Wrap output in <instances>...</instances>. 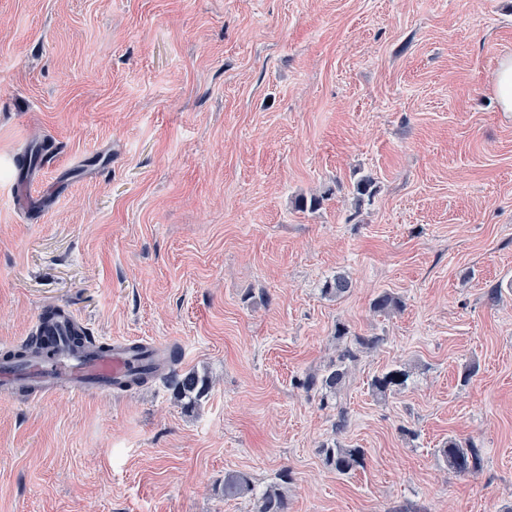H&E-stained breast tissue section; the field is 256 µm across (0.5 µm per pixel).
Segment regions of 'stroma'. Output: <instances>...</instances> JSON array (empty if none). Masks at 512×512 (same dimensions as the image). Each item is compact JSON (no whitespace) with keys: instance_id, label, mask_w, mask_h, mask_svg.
<instances>
[{"instance_id":"1","label":"stroma","mask_w":512,"mask_h":512,"mask_svg":"<svg viewBox=\"0 0 512 512\" xmlns=\"http://www.w3.org/2000/svg\"><path fill=\"white\" fill-rule=\"evenodd\" d=\"M508 54L512 0H0V349L56 306L210 380L0 394V512H512ZM340 324L382 342L325 401ZM493 86L501 111L512 112V55L499 60ZM409 371L402 367H396L380 375L372 380V389L374 392L385 395L389 392L400 390L407 385L409 379ZM170 385L180 400L194 403L208 389V380L195 370L178 371L173 368L168 376ZM439 452L448 467L458 474L472 473L480 465V456L474 447L464 446L453 439H449ZM323 448L326 463L339 474H348L364 465V452L360 448H343L337 444Z\"/></svg>"}]
</instances>
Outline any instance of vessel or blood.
<instances>
[{"label": "vessel or blood", "instance_id": "1", "mask_svg": "<svg viewBox=\"0 0 512 512\" xmlns=\"http://www.w3.org/2000/svg\"><path fill=\"white\" fill-rule=\"evenodd\" d=\"M72 331L70 318L57 319L52 329L58 344L55 354L0 365V391L12 389L28 379L44 394L52 395L61 389L77 393L109 392L126 383L138 368L136 355L125 342L111 344L101 353L92 348L67 350L65 344Z\"/></svg>", "mask_w": 512, "mask_h": 512}]
</instances>
